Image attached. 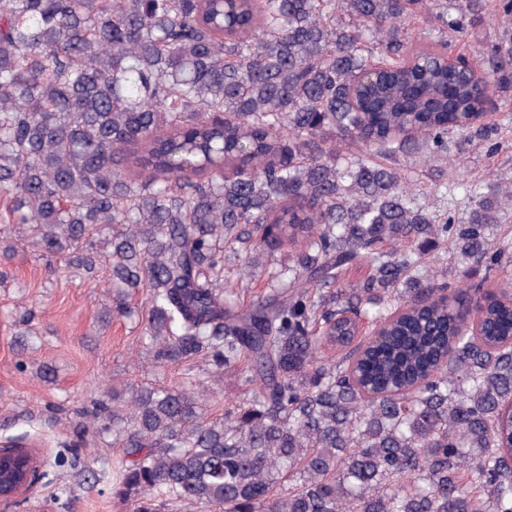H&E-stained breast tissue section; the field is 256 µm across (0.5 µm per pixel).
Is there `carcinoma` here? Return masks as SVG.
I'll list each match as a JSON object with an SVG mask.
<instances>
[{
    "mask_svg": "<svg viewBox=\"0 0 512 512\" xmlns=\"http://www.w3.org/2000/svg\"><path fill=\"white\" fill-rule=\"evenodd\" d=\"M486 2L0 0V222L111 261L104 316L144 291L154 366L188 365L84 413L134 512H512V180L453 215L411 177L495 136L462 117L512 84V26L441 64ZM441 244L496 291H448ZM199 360L248 396L205 416Z\"/></svg>",
    "mask_w": 512,
    "mask_h": 512,
    "instance_id": "obj_1",
    "label": "carcinoma"
}]
</instances>
